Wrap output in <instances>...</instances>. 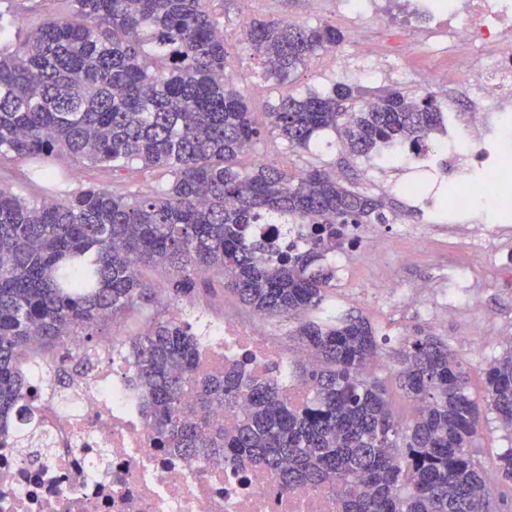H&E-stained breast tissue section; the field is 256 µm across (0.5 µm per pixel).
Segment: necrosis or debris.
Wrapping results in <instances>:
<instances>
[{"mask_svg": "<svg viewBox=\"0 0 512 512\" xmlns=\"http://www.w3.org/2000/svg\"><path fill=\"white\" fill-rule=\"evenodd\" d=\"M354 19L351 41L369 60L386 57L391 45L375 32L398 34L413 44L409 24L427 25V43L445 54L449 77L468 80L474 111L482 120L460 126L448 112L445 131L430 135L425 151L394 145L374 154L368 170L404 164L431 170L458 161L462 188H449L453 204L435 223L500 225L512 221V0H402L401 12L381 0H340ZM92 369L66 390L52 382L53 359L23 354L21 372L34 385L31 420L16 419V436L0 446V512H339L334 489L279 492L266 472L232 462H190L157 448L146 397L132 383L129 350L103 343L87 349ZM249 358L254 374L275 373L280 392L302 400L306 389L291 367L309 360L301 348L281 352L258 328L232 318L213 325L200 368H224Z\"/></svg>", "mask_w": 512, "mask_h": 512, "instance_id": "necrosis-or-debris-1", "label": "necrosis or debris"}]
</instances>
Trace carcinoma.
<instances>
[{
	"label": "carcinoma",
	"instance_id": "obj_1",
	"mask_svg": "<svg viewBox=\"0 0 512 512\" xmlns=\"http://www.w3.org/2000/svg\"><path fill=\"white\" fill-rule=\"evenodd\" d=\"M69 4V14L0 48V162L31 161L47 183L35 198L0 184V444L31 391L16 366L21 349L79 351L100 325L141 314L154 294L146 268L169 271L176 302L219 274L260 317L296 321L290 337L315 359L295 367L309 396L288 401L246 358L199 371L192 323L153 317L131 344L157 447L190 462L258 465L284 490L333 487L343 512H490L495 502L506 512L498 486L512 497V447L488 480L476 451L483 411L448 344L419 330L388 348L368 319L327 300L336 280L329 254L356 248L358 226L391 223L384 200L324 168L239 164L267 135L307 152L327 129L356 156L394 143L415 153L440 130L441 103L345 82L297 93L298 71L343 33L328 22L252 19L245 49L279 91L262 128L224 80V27L211 0ZM60 156L114 174L139 164L169 180L124 195L96 185L64 193L63 173L48 164ZM252 224H306L310 245L279 251L251 237ZM383 357L417 404L407 422L370 372ZM90 369L74 354L55 381ZM484 382L486 407L512 438V342L488 361ZM215 403L234 414V427L209 417Z\"/></svg>",
	"mask_w": 512,
	"mask_h": 512
}]
</instances>
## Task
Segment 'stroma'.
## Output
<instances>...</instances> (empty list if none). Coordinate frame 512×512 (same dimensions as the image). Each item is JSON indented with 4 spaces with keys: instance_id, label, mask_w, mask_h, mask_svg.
Returning <instances> with one entry per match:
<instances>
[{
    "instance_id": "35a3bbf8",
    "label": "stroma",
    "mask_w": 512,
    "mask_h": 512,
    "mask_svg": "<svg viewBox=\"0 0 512 512\" xmlns=\"http://www.w3.org/2000/svg\"><path fill=\"white\" fill-rule=\"evenodd\" d=\"M282 17L303 25L332 23L336 21V0H231L223 18L227 69L236 74V85L247 95L254 117L261 124L267 121V105L275 98L276 91L260 78L261 62L243 48L239 30L243 22L254 18ZM340 29L343 41L335 48L319 53L299 70L294 91L328 87L342 81L373 90L399 87L416 92L428 91L441 100L453 98L461 119L469 118L473 104L465 85L452 81L435 85L403 77L402 71L406 68L424 70L443 66L440 57H424L422 44H415L405 61L389 60L375 66L360 56L351 43L348 37L350 23L340 24ZM317 139V149L298 153L268 136L241 156L240 164L248 168L268 161L291 173L318 165L340 174L342 182L350 188L382 197L388 214L394 215L395 220L382 226V237L376 244H362L338 272L331 291L338 309L368 318L394 340L412 334L417 327L441 336L462 358L469 373L473 399L482 400L486 361L499 354L501 346L499 342L477 337L475 331L484 318L490 317L502 335L512 336V264L500 259L501 254L512 252V236L497 240L492 251H471L466 241L469 233L466 225L427 223L406 195L405 188L412 183L433 187L435 181L430 171L388 166L368 177L364 174L366 158L350 155L339 147L337 133L325 130ZM64 169L68 174L67 187L73 192L96 183L124 193L167 180L163 171L156 169L135 167L115 176L110 170L85 161L65 163ZM410 251L415 257L409 261L405 255ZM452 254L467 263L471 285L452 314L436 317L430 308L442 300L441 287L448 282V257ZM378 280L390 281V294L376 292L374 283ZM419 282L431 286L430 306L426 309L420 308L418 301L404 303L400 300L402 289ZM213 284V290L196 291L190 300L180 302L178 306L180 313L191 317L200 336H207L210 326L227 315L242 326L258 321L256 313L242 306L233 294L224 291L221 279H214Z\"/></svg>"
}]
</instances>
